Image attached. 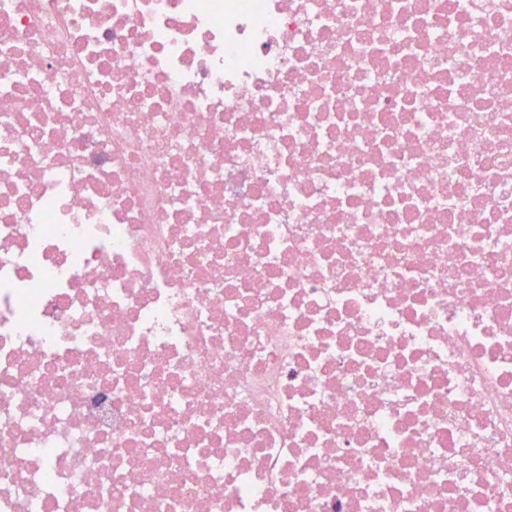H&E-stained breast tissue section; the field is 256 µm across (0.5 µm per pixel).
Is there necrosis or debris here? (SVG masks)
<instances>
[{
  "instance_id": "obj_1",
  "label": "necrosis or debris",
  "mask_w": 512,
  "mask_h": 512,
  "mask_svg": "<svg viewBox=\"0 0 512 512\" xmlns=\"http://www.w3.org/2000/svg\"><path fill=\"white\" fill-rule=\"evenodd\" d=\"M0 512H512V0H0Z\"/></svg>"
}]
</instances>
